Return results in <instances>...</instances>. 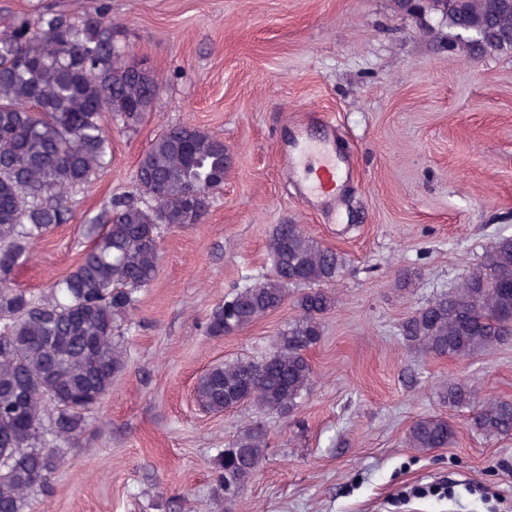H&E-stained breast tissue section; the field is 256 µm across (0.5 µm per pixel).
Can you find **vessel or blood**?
<instances>
[{"instance_id":"vessel-or-blood-1","label":"vessel or blood","mask_w":512,"mask_h":512,"mask_svg":"<svg viewBox=\"0 0 512 512\" xmlns=\"http://www.w3.org/2000/svg\"><path fill=\"white\" fill-rule=\"evenodd\" d=\"M289 166L308 171L311 179L306 184L310 195L333 199L339 183L346 178L348 172L336 161L332 145L313 146L306 138L295 139L288 157Z\"/></svg>"}]
</instances>
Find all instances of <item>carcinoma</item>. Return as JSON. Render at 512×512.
Here are the masks:
<instances>
[{
  "label": "carcinoma",
  "instance_id": "obj_1",
  "mask_svg": "<svg viewBox=\"0 0 512 512\" xmlns=\"http://www.w3.org/2000/svg\"><path fill=\"white\" fill-rule=\"evenodd\" d=\"M411 14L434 15L453 30L462 51L512 49V0H399ZM101 13L79 21L43 13L0 33V512H27L37 492L66 463L58 439H74L126 367L122 318L136 292L156 278L160 240L171 224H199L210 193L224 184V141L173 126L141 158V201L114 199L78 264L35 296L10 286L14 269L53 227L68 220L65 193L111 163L105 116L131 126L159 93L153 73L127 70ZM272 273L236 288L209 315L207 332L241 331L288 301L299 316L269 352L216 365L201 375L195 399L209 412L256 405L267 414L295 413L313 368L308 350L335 299L342 258L300 224H277L269 242ZM512 236L491 243L477 270L401 324L402 336L428 353L467 359L512 339ZM450 408L473 409V428L488 439L512 436V400L480 398L448 384ZM448 419H416L407 443L446 448ZM265 427L248 424L214 460V494L231 505L267 456Z\"/></svg>",
  "mask_w": 512,
  "mask_h": 512
}]
</instances>
